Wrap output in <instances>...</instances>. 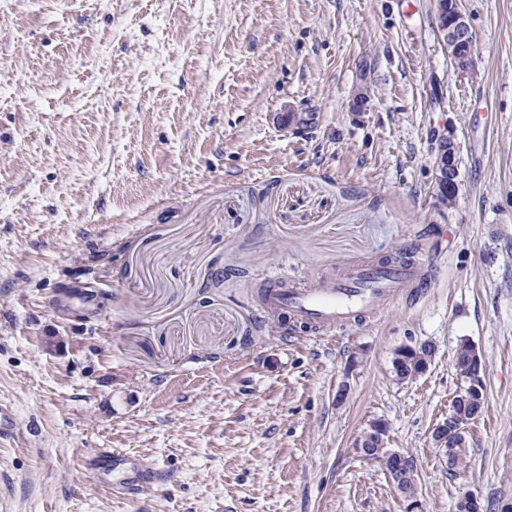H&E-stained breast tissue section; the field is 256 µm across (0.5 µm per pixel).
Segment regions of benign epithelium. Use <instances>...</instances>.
I'll list each match as a JSON object with an SVG mask.
<instances>
[{"instance_id": "obj_1", "label": "benign epithelium", "mask_w": 512, "mask_h": 512, "mask_svg": "<svg viewBox=\"0 0 512 512\" xmlns=\"http://www.w3.org/2000/svg\"><path fill=\"white\" fill-rule=\"evenodd\" d=\"M436 11L437 32L442 46L457 67L468 68L476 50L475 38L465 16L458 8L457 0H436ZM435 142L432 152L435 185L438 196L446 202L453 199L460 189L458 169L454 164L456 146L446 128L435 134ZM459 347L465 350V355H456L455 361L460 386L451 400L448 419L438 424L432 434L434 445L439 449L466 446V433L471 421L481 413L485 402L484 359L467 341L461 342ZM435 353V345L426 341L400 348L395 359H413L416 367L414 376L418 377L427 371ZM461 403L472 405L474 412L468 417L459 414L457 407ZM387 437L386 423L374 420L359 439L357 448L364 458L379 460L384 464L394 490L404 504V512H422L419 498L407 495L399 489L403 477L409 471L417 469L416 459L409 453L387 447Z\"/></svg>"}]
</instances>
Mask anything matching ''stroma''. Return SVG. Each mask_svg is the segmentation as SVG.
<instances>
[{"label":"stroma","mask_w":512,"mask_h":512,"mask_svg":"<svg viewBox=\"0 0 512 512\" xmlns=\"http://www.w3.org/2000/svg\"><path fill=\"white\" fill-rule=\"evenodd\" d=\"M458 6L467 70L434 0H0V512H403L357 448L376 419L424 512L512 503V0ZM407 251L425 286L365 326L261 312L273 273ZM464 340L487 396L451 472L431 434ZM102 448L166 483L123 493ZM439 40L454 64L466 69L472 62L476 45L473 32L456 0H436ZM436 145L432 152L435 185L443 202L453 199L459 192L458 169L454 164L456 146L448 127L435 134ZM436 353V347L431 342H419L414 346H404L400 348L393 361V367H396L395 360L412 358L416 367L415 373L411 378L424 374L433 361Z\"/></svg>","instance_id":"35a3bbf8"}]
</instances>
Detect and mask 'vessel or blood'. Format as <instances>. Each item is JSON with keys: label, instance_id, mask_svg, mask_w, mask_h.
<instances>
[{"label": "vessel or blood", "instance_id": "b4317fda", "mask_svg": "<svg viewBox=\"0 0 512 512\" xmlns=\"http://www.w3.org/2000/svg\"><path fill=\"white\" fill-rule=\"evenodd\" d=\"M422 278L414 259L361 262L320 285L272 277L266 282L264 309L291 327L328 336L373 318L396 289ZM98 462L104 470L122 472L125 485L134 491L148 489L163 477L161 471L115 449L101 451Z\"/></svg>", "mask_w": 512, "mask_h": 512}]
</instances>
